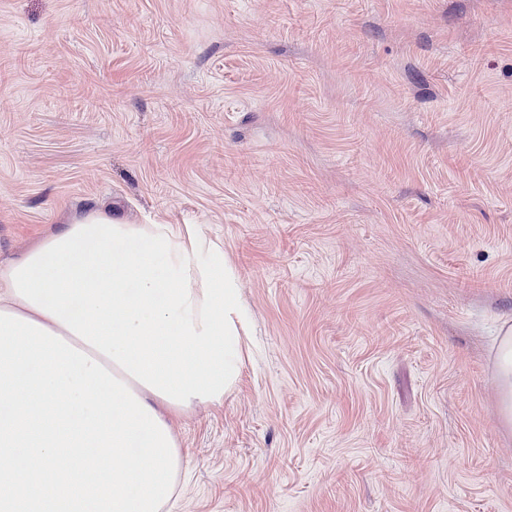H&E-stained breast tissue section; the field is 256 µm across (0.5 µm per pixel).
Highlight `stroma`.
<instances>
[{"label":"stroma","instance_id":"1","mask_svg":"<svg viewBox=\"0 0 512 512\" xmlns=\"http://www.w3.org/2000/svg\"><path fill=\"white\" fill-rule=\"evenodd\" d=\"M96 206L250 311L167 512H512V0H0V261ZM499 412L504 425L512 426V323L505 322L495 348Z\"/></svg>","mask_w":512,"mask_h":512}]
</instances>
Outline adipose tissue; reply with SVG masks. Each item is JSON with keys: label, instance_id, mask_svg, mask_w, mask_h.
<instances>
[{"label": "adipose tissue", "instance_id": "adipose-tissue-1", "mask_svg": "<svg viewBox=\"0 0 512 512\" xmlns=\"http://www.w3.org/2000/svg\"><path fill=\"white\" fill-rule=\"evenodd\" d=\"M0 310L60 334L152 409L222 401L245 353V308L222 243L195 224H133L94 208L0 264ZM512 426V323L495 348Z\"/></svg>", "mask_w": 512, "mask_h": 512}]
</instances>
